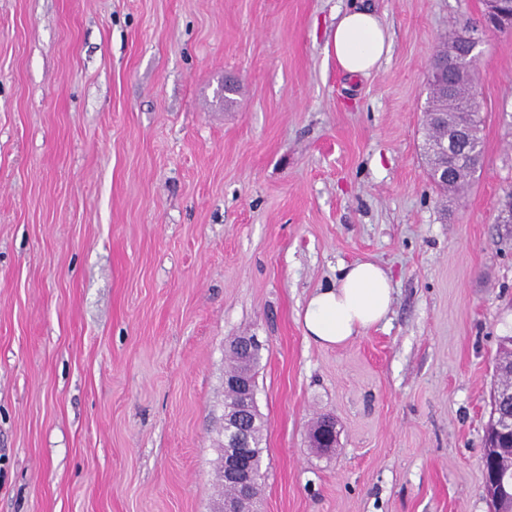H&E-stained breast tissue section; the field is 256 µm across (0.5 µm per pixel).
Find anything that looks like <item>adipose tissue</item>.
Returning <instances> with one entry per match:
<instances>
[{"label": "adipose tissue", "instance_id": "adipose-tissue-1", "mask_svg": "<svg viewBox=\"0 0 512 512\" xmlns=\"http://www.w3.org/2000/svg\"><path fill=\"white\" fill-rule=\"evenodd\" d=\"M329 47L341 69L365 75L389 54L391 42L377 15L352 7L337 14ZM392 295V279L381 266L343 265L335 284L310 296L302 314L305 335L323 346L345 344L386 318Z\"/></svg>", "mask_w": 512, "mask_h": 512}]
</instances>
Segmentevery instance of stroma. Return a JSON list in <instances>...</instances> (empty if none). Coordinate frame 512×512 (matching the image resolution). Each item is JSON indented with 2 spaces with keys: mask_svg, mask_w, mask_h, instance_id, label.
Returning a JSON list of instances; mask_svg holds the SVG:
<instances>
[{
  "mask_svg": "<svg viewBox=\"0 0 512 512\" xmlns=\"http://www.w3.org/2000/svg\"><path fill=\"white\" fill-rule=\"evenodd\" d=\"M387 59L348 75L337 12ZM483 0H0V512H212L234 337L263 343L256 512H490L512 336V33L477 47L484 162L446 203L432 56ZM241 89L224 101V79ZM393 281L341 346L301 313ZM337 445L312 447L320 416ZM330 50L348 74H369L391 50L386 28L377 15L352 7L336 15ZM393 289L390 275L373 262L343 265L335 284L316 288L307 301L306 337L322 346L349 342L386 318ZM498 411H495L490 422V432L493 437L501 434L512 435V386L501 387L494 394Z\"/></svg>",
  "mask_w": 512,
  "mask_h": 512,
  "instance_id": "obj_1",
  "label": "stroma"
}]
</instances>
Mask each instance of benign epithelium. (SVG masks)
<instances>
[{
    "instance_id": "benign-epithelium-1",
    "label": "benign epithelium",
    "mask_w": 512,
    "mask_h": 512,
    "mask_svg": "<svg viewBox=\"0 0 512 512\" xmlns=\"http://www.w3.org/2000/svg\"><path fill=\"white\" fill-rule=\"evenodd\" d=\"M485 13L483 29L497 32L512 31V3L508 0H484ZM481 39L479 30L469 32L464 43L437 50L433 72L443 90L451 89L463 78L475 80L473 66H463V60L475 55ZM474 137L472 117L464 112L459 123L448 130L436 149L446 154L451 168L468 162L470 153L462 145ZM224 387L233 388L239 393L238 402L224 410V481L232 482L240 489L239 496L224 504V512H252L255 496L256 473L243 458V448L249 439V426L254 420L255 383L248 370L234 373V367L224 372ZM498 411L490 422L491 435H512V386L501 387L494 394ZM336 423L329 418L313 436L315 448L327 449L335 440ZM498 489L491 496V512H503L501 496L506 494L512 500V471H500L495 479Z\"/></svg>"
}]
</instances>
